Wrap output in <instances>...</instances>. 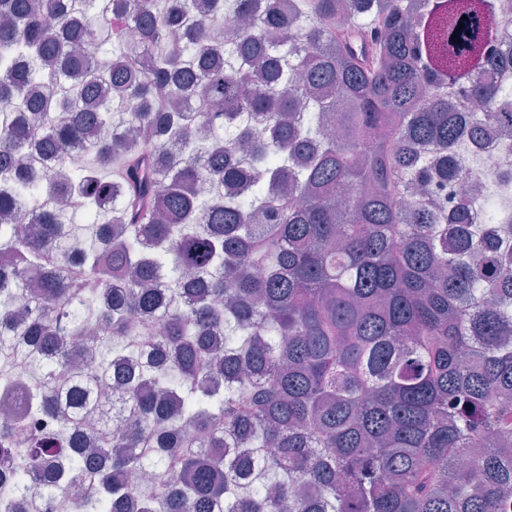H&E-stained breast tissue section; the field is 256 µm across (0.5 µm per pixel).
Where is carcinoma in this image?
Wrapping results in <instances>:
<instances>
[{
	"label": "carcinoma",
	"mask_w": 512,
	"mask_h": 512,
	"mask_svg": "<svg viewBox=\"0 0 512 512\" xmlns=\"http://www.w3.org/2000/svg\"><path fill=\"white\" fill-rule=\"evenodd\" d=\"M227 2L0 0V512H512V0ZM471 166L483 185V195L475 202L478 223H481L484 200L496 192L501 175L512 169V154L505 152L498 141L490 140L474 152Z\"/></svg>",
	"instance_id": "cac0c4a2"
}]
</instances>
